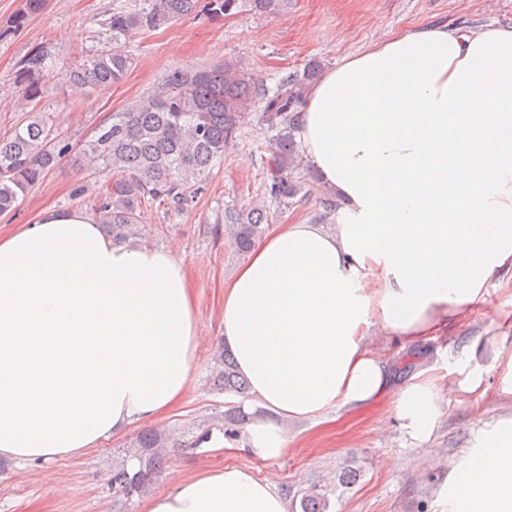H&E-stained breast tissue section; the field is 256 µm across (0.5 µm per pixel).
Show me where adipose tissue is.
Wrapping results in <instances>:
<instances>
[{
	"label": "adipose tissue",
	"instance_id": "adipose-tissue-1",
	"mask_svg": "<svg viewBox=\"0 0 512 512\" xmlns=\"http://www.w3.org/2000/svg\"><path fill=\"white\" fill-rule=\"evenodd\" d=\"M305 159L343 200L337 224L279 225L224 283L220 342L266 414L244 436L276 458L284 424L326 421L394 394L429 440L442 392L476 393L434 364L392 392L372 329L437 339L512 271V28L398 33L346 57L299 114ZM197 302L182 259L113 244L81 211L0 233V456L81 455L182 400L197 362ZM447 512H512V419L444 480ZM144 512H290L244 467L203 471Z\"/></svg>",
	"mask_w": 512,
	"mask_h": 512
}]
</instances>
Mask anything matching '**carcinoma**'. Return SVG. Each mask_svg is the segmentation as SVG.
I'll return each instance as SVG.
<instances>
[{"label": "carcinoma", "instance_id": "cac0c4a2", "mask_svg": "<svg viewBox=\"0 0 512 512\" xmlns=\"http://www.w3.org/2000/svg\"><path fill=\"white\" fill-rule=\"evenodd\" d=\"M46 0H24L15 17L21 27L39 15ZM259 15L278 16L288 12L292 0H248ZM237 6V0H140L121 4L102 21L112 45L72 67L67 80L75 85L106 90L121 84L135 63L125 45L133 36L187 19L202 9L219 15ZM317 73L311 66L306 74L292 73L281 79L274 94L253 74L232 61L214 66L175 68L146 98L110 114L93 136L76 148L79 159L101 166L113 174L94 205L96 223L114 243H124L139 234V216L147 203L179 208L188 194L199 189L211 168L233 148L245 120L254 115L261 128L273 132L268 139L270 173L263 195L281 205L299 193L311 195L306 183L313 176L300 174L298 107L307 81ZM18 102L28 106L41 98L56 81L48 54L32 49L20 62L16 76ZM70 151L57 139L53 123L36 117L0 137V214L13 211L28 191ZM266 206L224 211V224L216 230L227 232L230 247L246 255L265 231ZM213 385L218 389L250 398V387L237 368L232 352L220 347L215 355ZM250 420L241 405H234L199 435L171 439L156 430L139 436L136 450L139 469L131 473L127 463L112 468V489L130 494L141 489L158 468L155 448L196 446L211 438L213 430L235 439ZM332 490L311 485L301 493L300 512H329Z\"/></svg>", "mask_w": 512, "mask_h": 512}]
</instances>
